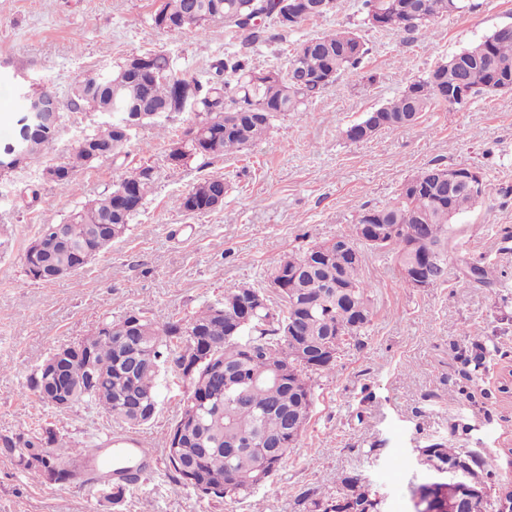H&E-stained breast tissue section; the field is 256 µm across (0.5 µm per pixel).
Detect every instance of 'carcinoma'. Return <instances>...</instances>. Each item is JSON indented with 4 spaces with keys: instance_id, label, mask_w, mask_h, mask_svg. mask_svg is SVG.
<instances>
[{
    "instance_id": "cac0c4a2",
    "label": "carcinoma",
    "mask_w": 512,
    "mask_h": 512,
    "mask_svg": "<svg viewBox=\"0 0 512 512\" xmlns=\"http://www.w3.org/2000/svg\"><path fill=\"white\" fill-rule=\"evenodd\" d=\"M275 0H197L199 19L195 28L224 24V32L244 36L246 42L260 39L263 28L251 32L242 28L239 16L255 12L271 14ZM364 22L382 14L379 28L414 34L428 28L435 19L469 9L467 0H362ZM368 49L362 38L351 30H336L308 40V46L293 49L288 67L307 77L305 83L294 82L279 69L264 71L252 67L245 53H231L216 64L214 77L207 84H195L190 109L196 119L172 141L166 157V170L151 165L128 170L109 193H104L74 211L65 224L68 246L55 248L45 260L60 267L80 263L92 225L102 224L116 214L119 189L131 186L138 194L124 203L122 219L112 220L122 230L154 192L161 174L172 176L195 157L214 158L236 155L266 136L274 122L286 112H300L302 107L326 85L318 80L338 76L358 68ZM141 57L148 63L135 68L131 55L113 68L112 77L78 80L67 104L58 110L72 112L99 110L122 113L142 107L146 117L141 125L161 126L172 112L180 111L178 90L189 82L170 58L162 52H147ZM512 75V28H500L478 44L437 64L424 76L410 83L398 97L377 109L386 120L385 128H408L424 113L437 106L448 109L464 107L468 99L454 94L457 83L467 84L469 95L493 91V74ZM56 131H41L31 141L25 160H33L52 144ZM133 131L125 133L117 122H104L76 144L66 161L46 167L43 175L59 186L69 184L94 160L87 146L112 147L116 157L129 143ZM447 170L445 165L423 168L406 180L409 190H399L394 202L383 208H362L355 214L350 231L339 236L345 245L362 243L357 233L360 224H386L389 232L381 244H366L371 250L394 255L400 268H406L411 256L430 257L440 275H445L450 253L452 225L448 213L468 211L489 192L482 180L478 195L472 196L440 181L435 173ZM207 179L177 196L175 206L187 214L212 211ZM421 237L418 251L410 249L412 235ZM327 243H316L302 255H288L281 260L290 266L315 259L317 250ZM365 260L357 263L347 258L340 248L332 250L327 261L297 279L290 278L277 289L276 302L249 313L248 322L234 328L230 310L237 309L263 288L230 285L224 288L223 300L212 302L189 317L143 312L125 313L116 322L133 315L142 318L143 333L131 336L123 345L107 334L99 335L96 347L95 383L88 382L89 369L82 363L67 366L74 384L78 404H94L112 419L130 429L143 426L135 411L121 416L117 407L133 405L139 398L156 399L157 379L164 365L187 373L183 352L194 348L206 356L189 381L190 392L176 422L190 417L201 424L193 429L181 447L164 448L166 467L176 482L184 481L185 468L196 469L193 488L204 495H214L226 503L250 497L256 488V469L267 468L273 478L299 436L288 432L289 421H309L313 402L314 373L330 374L336 361L320 359L327 345L336 349L348 339L364 334L373 315L369 296L370 284L364 277ZM342 277L354 286L351 297L336 294L331 283ZM224 307V316L216 308ZM205 329L201 336H191L192 325ZM297 325L302 340L290 336ZM138 354L152 358L154 367L142 370L134 363ZM18 449L20 465L34 481L43 478L42 468L51 462L60 471L79 463L81 451L59 439L46 428L32 436H19L6 441ZM437 469L450 461L467 467L471 487L484 492V512H498L500 501H512V479L507 477L498 491L488 488L483 472L495 468L492 460L464 453L446 440L429 443L420 449ZM311 512H383L384 499L359 474L338 478L336 493L303 498Z\"/></svg>"
}]
</instances>
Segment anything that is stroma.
I'll use <instances>...</instances> for the list:
<instances>
[{
  "mask_svg": "<svg viewBox=\"0 0 512 512\" xmlns=\"http://www.w3.org/2000/svg\"><path fill=\"white\" fill-rule=\"evenodd\" d=\"M462 15L405 34L363 22L361 0L290 30L270 25L244 45L223 24L179 35L152 23L156 0H0V147L24 116L13 85L27 78L68 101L84 74L133 54L161 51L199 83L225 54L246 52L254 66L282 68L299 44L339 28L357 32L368 53L306 107L236 158H193L160 177L126 234L78 277L44 282L25 271L27 246L43 225L110 191L140 164L164 167L172 139L192 122L171 113L165 130L139 128L124 154L77 173L65 187L45 180L100 124L91 111H63L43 156L0 177V512H305L307 494L332 493L337 478L363 475L384 496L385 512H412L410 489L425 476L419 450L451 439L463 452L495 459L512 473V398L499 369L512 364V90L481 92L460 110L437 109L407 129L352 142L345 131L399 96L438 62L512 25V0H473ZM431 163L479 169L489 193L452 221L454 257L445 281L417 290L391 259L368 254L374 316L360 340L342 348L333 374L314 378L311 418L273 480L233 505L172 480L164 461L108 502L101 485L37 483L5 440L55 429L79 449L112 455L128 432L102 409L58 411L30 389L37 366L57 347L77 343L129 311L187 317L224 296L229 284L267 281L288 254L336 239L364 207L394 201L401 185ZM213 177L226 180L224 205L189 215L174 199ZM492 264L493 284L468 283L465 264ZM187 382L166 370L157 381L158 412L137 435L164 448Z\"/></svg>",
  "mask_w": 512,
  "mask_h": 512,
  "instance_id": "stroma-1",
  "label": "stroma"
}]
</instances>
